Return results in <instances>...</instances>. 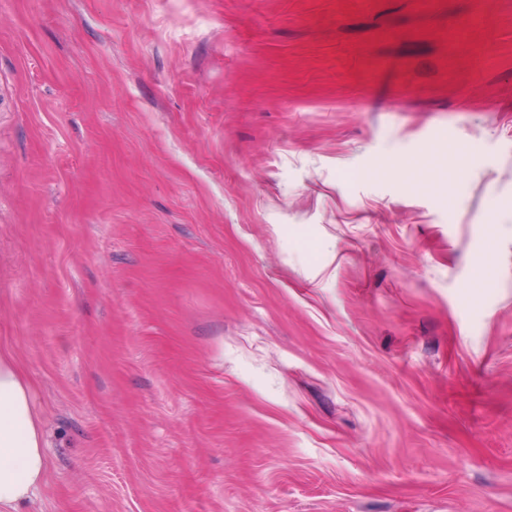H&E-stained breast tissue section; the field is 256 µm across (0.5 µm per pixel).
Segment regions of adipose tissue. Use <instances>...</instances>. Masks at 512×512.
<instances>
[{"label":"adipose tissue","mask_w":512,"mask_h":512,"mask_svg":"<svg viewBox=\"0 0 512 512\" xmlns=\"http://www.w3.org/2000/svg\"><path fill=\"white\" fill-rule=\"evenodd\" d=\"M45 435L31 387L0 355V512H17L46 483Z\"/></svg>","instance_id":"adipose-tissue-1"}]
</instances>
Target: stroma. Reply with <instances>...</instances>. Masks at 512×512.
Wrapping results in <instances>:
<instances>
[{
  "label": "stroma",
  "mask_w": 512,
  "mask_h": 512,
  "mask_svg": "<svg viewBox=\"0 0 512 512\" xmlns=\"http://www.w3.org/2000/svg\"><path fill=\"white\" fill-rule=\"evenodd\" d=\"M2 352L22 512H512V0H0ZM45 435L31 387L0 355V511L18 512L46 483Z\"/></svg>",
  "instance_id": "1"
}]
</instances>
